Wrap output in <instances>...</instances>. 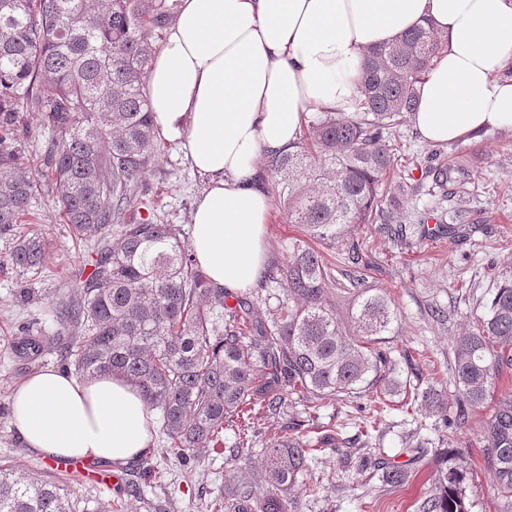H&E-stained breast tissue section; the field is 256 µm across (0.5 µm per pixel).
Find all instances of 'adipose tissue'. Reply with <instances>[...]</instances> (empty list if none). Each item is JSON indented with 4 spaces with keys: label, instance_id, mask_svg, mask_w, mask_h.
<instances>
[{
    "label": "adipose tissue",
    "instance_id": "obj_1",
    "mask_svg": "<svg viewBox=\"0 0 512 512\" xmlns=\"http://www.w3.org/2000/svg\"><path fill=\"white\" fill-rule=\"evenodd\" d=\"M430 21L441 53L412 121L430 142L512 129V0H178L145 92L162 138L206 182L190 248L236 294L267 259L272 199L263 157L297 142L309 113L354 111L368 49ZM11 421L46 461L123 463L150 451L153 414L139 391L103 375L46 369L12 396Z\"/></svg>",
    "mask_w": 512,
    "mask_h": 512
}]
</instances>
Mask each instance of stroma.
Returning a JSON list of instances; mask_svg holds the SVG:
<instances>
[{"label":"stroma","mask_w":512,"mask_h":512,"mask_svg":"<svg viewBox=\"0 0 512 512\" xmlns=\"http://www.w3.org/2000/svg\"><path fill=\"white\" fill-rule=\"evenodd\" d=\"M21 124L17 140L21 156L42 161L51 146L50 129L37 112L22 113ZM394 133L409 152L419 157L440 152L442 163L458 169L464 183L461 192L446 202L420 196L409 203L400 219L406 229V242H399L379 223L364 224L357 230L358 236L367 241L374 261L367 273L369 285L387 292L399 313L388 338L397 349V379H405L412 372L423 384L444 388L453 362L452 338L468 321L482 315L478 305L481 294L495 287L502 276L512 275V130L490 129L465 142L441 145L425 141L410 121L397 126ZM154 143L157 159L142 178L127 219L136 224L160 215L166 223L191 233L193 203L205 182L190 170L176 142L158 136ZM444 210L465 214L468 228L463 236L450 237L442 231L440 213ZM34 212V222L49 244L41 270L19 276L5 264L9 243L0 239V459L25 465L40 478L49 473V462L26 448L11 425L12 390L30 372L8 357L7 347L21 335L24 326L34 321L41 322L47 335H54L56 326L50 311L55 299L76 279L91 272L93 243L72 236L47 179L39 181ZM301 235L300 227L288 222L282 207L274 206L266 238L269 261H287L289 242ZM22 288L33 289L29 301L17 300ZM434 307L447 311L445 324L431 320ZM369 399L366 393L346 401L325 398L314 421L341 430L346 438H355L359 432L357 407L368 404ZM491 414V407L477 409L462 427L444 433L451 445L453 463L474 475L466 489L468 512L499 510L493 474L484 466L481 440V429ZM411 432L428 441L418 459L405 445V437ZM440 434L435 418L423 414L408 417L399 403H392L378 415L369 435V448L383 449L388 461L412 469L408 484L390 492H374L369 473L355 474L348 465L349 460L366 456L368 448H329L319 453L316 461L317 470L328 474L329 479L317 495L301 499L300 512H418L433 487L437 469L434 445ZM236 441L233 429H225L222 444L204 452L201 466L190 477L175 462L159 474L146 473L129 462H112L105 470L119 474L121 484L108 488L96 477L74 472L70 475V493L93 501H112L118 506L117 512H155V504L167 499L173 501L174 512H204L205 502L223 497L224 482L236 471L235 463L224 455ZM131 481L139 484V494H128Z\"/></svg>","instance_id":"1"}]
</instances>
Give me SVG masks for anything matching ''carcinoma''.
Segmentation results:
<instances>
[{
    "label": "carcinoma",
    "mask_w": 512,
    "mask_h": 512,
    "mask_svg": "<svg viewBox=\"0 0 512 512\" xmlns=\"http://www.w3.org/2000/svg\"><path fill=\"white\" fill-rule=\"evenodd\" d=\"M171 21L166 0H0V238H9V262L20 273L43 268L48 252L38 233L16 231L37 191L31 165L12 146L19 113L43 112L52 148L41 175L53 182L73 236L94 240L92 271L58 298L53 317L78 336H44L31 326L9 345L12 358L33 368L54 353L62 370L79 379L111 374L139 390L160 413L163 458L182 467L202 459L227 427L238 442L228 449L238 465L224 484V512H299L291 495L316 494L329 479L314 468V451L346 448L330 429L312 441L301 420L264 439L253 419L288 409L293 395L314 409L329 396L372 390L391 394L411 386L390 379L395 363L381 346L397 311L388 295L362 278L342 283L304 239L288 246V260L263 275L287 301L265 315L239 300L226 304L198 267L180 229L161 220L130 224L126 214L138 183L155 161V127L144 94L147 67ZM440 50L431 23L371 49L363 63L355 111L317 112L299 141L265 160L264 172L290 224L311 239L338 242L344 228L392 223L423 181L408 176L382 186L397 164L392 130L413 114L420 86ZM442 197L455 194L444 166L419 161ZM352 294L350 324L329 300L332 289ZM486 314L452 340L454 400L433 386L413 388L411 404L448 425L490 401L483 429L484 461L496 478L501 512H512V392L497 396V379L512 369V278L483 293ZM263 460L256 483L247 480L256 445ZM384 488L407 484V468L373 463ZM59 473L31 477L0 464V512H109L95 502L79 509ZM469 473L443 455L421 512H467Z\"/></svg>",
    "instance_id": "obj_1"
}]
</instances>
